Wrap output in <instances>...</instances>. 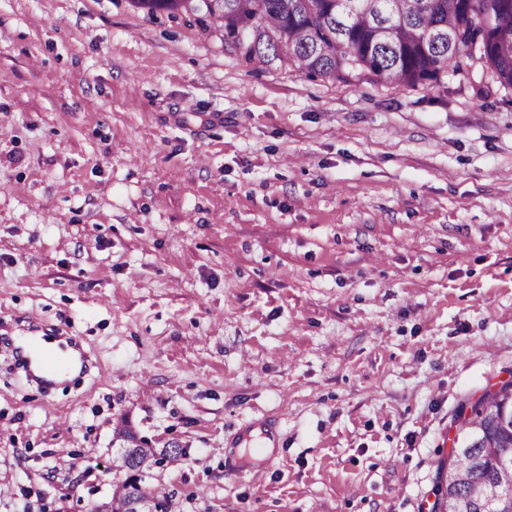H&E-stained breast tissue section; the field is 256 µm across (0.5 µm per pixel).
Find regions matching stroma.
Here are the masks:
<instances>
[{
    "label": "stroma",
    "instance_id": "35a3bbf8",
    "mask_svg": "<svg viewBox=\"0 0 512 512\" xmlns=\"http://www.w3.org/2000/svg\"><path fill=\"white\" fill-rule=\"evenodd\" d=\"M77 339L39 390L9 343ZM512 382V88L243 62L132 0H0V512H430ZM269 453L232 446L245 422ZM262 466L261 477L250 469ZM146 446H142L138 448L139 452V462L135 467V455L137 453V448H131L129 451L124 452L120 457L121 468H125L128 473L129 470L133 469V473L130 474L129 483L134 482L138 484L139 477L144 474L145 476H152L153 470L156 467H160L161 465L157 464L156 461L161 457L160 451L161 448H152L150 445L145 444ZM129 483L127 487H129ZM146 487L148 490L141 488L138 493L128 495L124 484H122L116 489V492L112 495L110 501L93 505L91 511L112 512L113 510L117 512H160L156 502L153 500L154 498L162 508L163 512H170L172 503L167 493L156 487ZM118 505H121L120 508H117Z\"/></svg>",
    "mask_w": 512,
    "mask_h": 512
}]
</instances>
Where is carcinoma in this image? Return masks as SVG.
I'll list each match as a JSON object with an SVG mask.
<instances>
[{
    "instance_id": "cac0c4a2",
    "label": "carcinoma",
    "mask_w": 512,
    "mask_h": 512,
    "mask_svg": "<svg viewBox=\"0 0 512 512\" xmlns=\"http://www.w3.org/2000/svg\"><path fill=\"white\" fill-rule=\"evenodd\" d=\"M150 13L166 11L220 35L224 46L247 63L280 61L300 73L343 78L356 70L411 86L440 85L445 73L478 61L495 81L512 88V0H384L379 11L340 9L337 0H133ZM397 26V40L376 45L372 30ZM512 383L483 394L458 416L461 441L448 462L458 482L455 493L467 512H487L490 480L512 489V467L481 456L483 448L512 454Z\"/></svg>"
}]
</instances>
